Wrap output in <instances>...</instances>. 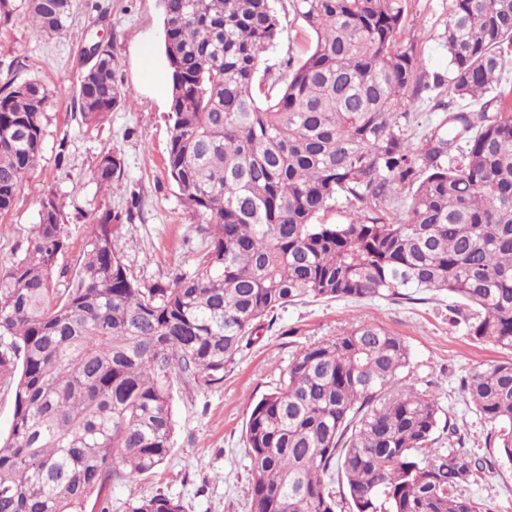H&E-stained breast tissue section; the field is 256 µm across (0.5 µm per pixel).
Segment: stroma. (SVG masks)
Masks as SVG:
<instances>
[{
	"instance_id": "stroma-1",
	"label": "stroma",
	"mask_w": 512,
	"mask_h": 512,
	"mask_svg": "<svg viewBox=\"0 0 512 512\" xmlns=\"http://www.w3.org/2000/svg\"><path fill=\"white\" fill-rule=\"evenodd\" d=\"M448 6L449 0H410L399 34L400 44L414 46L422 71L431 76L448 72L441 39ZM280 19L278 42L259 63L276 73L287 72L288 61L304 58L312 41L311 31L293 12ZM93 37L112 47L123 98L103 122L87 125L77 109L75 88ZM10 79L39 82L49 102L37 163L20 182L13 209L0 217V269L23 253L41 201L53 189L64 203L67 237L57 260V288L67 287L97 216L107 208L126 217L114 245L140 287L193 271L206 238L166 167L171 76L160 0H74L68 29L58 36L23 21L0 24V85ZM444 97V92L428 91L411 102L404 128L412 144H421L440 122L443 112L437 103ZM106 152L123 161L121 186L113 193L100 190L93 178ZM448 304L447 294L422 292L414 300H309L277 310L225 368L223 382L173 383V447L155 474L109 489L110 512H124L129 498L159 492L180 500L184 512H249L244 428L251 407L286 377L300 348L359 322L382 325L405 339L412 354L405 383L432 395L448 411L464 435L465 450L494 462L478 474L471 496L482 512H512V462L498 460L495 449L487 447L490 426L459 390L461 377L505 353L472 341L462 327L449 324Z\"/></svg>"
}]
</instances>
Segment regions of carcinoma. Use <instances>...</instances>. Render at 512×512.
<instances>
[{"label":"carcinoma","instance_id":"cac0c4a2","mask_svg":"<svg viewBox=\"0 0 512 512\" xmlns=\"http://www.w3.org/2000/svg\"><path fill=\"white\" fill-rule=\"evenodd\" d=\"M315 33L288 76L260 55L281 33L273 0H161L171 70L167 167L207 246L192 272L140 288L116 254L123 215L101 213L77 276L55 288L63 204L49 192L23 254L0 270V376L14 385L0 435V512H82L105 490L152 473L174 437L173 382L206 385L261 320L305 299L446 292L448 320L512 352V0H451L448 76L419 74L398 44L409 0H286ZM73 0H0V23L67 27ZM448 87L442 122L413 147L408 99ZM112 50L82 72L85 124L119 105ZM48 93L0 87V214L37 162ZM123 162L96 163L118 188ZM407 192V218L394 199ZM341 206L342 224L319 222ZM405 340L373 323L303 346L245 422L250 512H480L470 496L493 462L460 448L443 409L402 383ZM512 462V358L460 381ZM125 512H183L163 493Z\"/></svg>","mask_w":512,"mask_h":512}]
</instances>
